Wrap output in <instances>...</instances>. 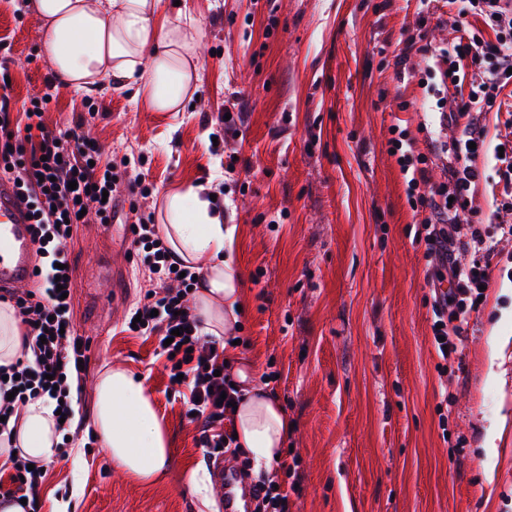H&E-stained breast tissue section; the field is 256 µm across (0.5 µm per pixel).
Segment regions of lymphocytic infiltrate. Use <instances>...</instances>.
I'll list each match as a JSON object with an SVG mask.
<instances>
[{"label":"lymphocytic infiltrate","mask_w":512,"mask_h":512,"mask_svg":"<svg viewBox=\"0 0 512 512\" xmlns=\"http://www.w3.org/2000/svg\"><path fill=\"white\" fill-rule=\"evenodd\" d=\"M447 6L448 19L457 31L455 41L437 46L422 33L397 56L402 68L414 54L431 59L442 85L453 91L451 98L436 103L440 129L452 132L451 140L440 144L441 151L451 156L443 178H431L430 156L413 155L405 129L397 124L389 129V146L405 179L407 201L422 216L416 239L426 259L432 345L444 362L457 352L464 324L480 311L482 287L489 275L487 259L497 254L501 237L512 238V110H505L502 99L504 89L512 85V0H447ZM476 21L481 22L482 32L474 31ZM491 112L504 115V153L493 157L503 191L482 208L474 203L481 178L477 161L490 155L485 121ZM24 114L30 147L1 144L0 172L15 178L33 218L38 250L52 242L64 245L80 222L81 209L94 208L101 223H111L122 205L114 166L99 164L95 147L81 139L76 129L49 128L41 100H32ZM134 225L131 247L143 253L150 272L161 283L138 304L142 323L136 331L157 337V355L170 358L171 375L181 376L187 386L184 402L202 425L204 447L224 449L240 459L243 475H250L249 459L224 427L243 389L224 364L223 343L202 333L201 320L189 305L197 282L186 275L184 263L175 261L150 217L136 215ZM473 247L482 252L483 261L463 262L461 252ZM44 278L41 298L30 293L10 296L26 328L33 359L0 368V389L15 392L13 399L0 404V432L8 429L7 419L16 406L32 399L57 401L62 418L72 416L69 379L84 358L81 339L70 320L72 275L70 269L53 265Z\"/></svg>","instance_id":"lymphocytic-infiltrate-1"}]
</instances>
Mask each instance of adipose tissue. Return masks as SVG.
<instances>
[{"instance_id":"ef3b65f1","label":"adipose tissue","mask_w":512,"mask_h":512,"mask_svg":"<svg viewBox=\"0 0 512 512\" xmlns=\"http://www.w3.org/2000/svg\"><path fill=\"white\" fill-rule=\"evenodd\" d=\"M44 31L43 53L60 80L89 87L103 75L135 85L155 112L183 111L195 91L198 31L181 20L158 23L163 0H32ZM163 231L173 255L202 273L196 313L207 333L237 319L240 281L230 261L235 227L225 223L199 188L166 193ZM53 407L45 400L22 410L15 439H0V460L10 455L42 463L58 442ZM94 429L124 474L136 482L162 478L170 463L165 429L143 382L123 368L107 369L96 387ZM237 441L256 466L282 455L288 417L280 402L257 390L234 415Z\"/></svg>"}]
</instances>
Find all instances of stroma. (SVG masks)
Wrapping results in <instances>:
<instances>
[{"label": "stroma", "instance_id": "obj_1", "mask_svg": "<svg viewBox=\"0 0 512 512\" xmlns=\"http://www.w3.org/2000/svg\"><path fill=\"white\" fill-rule=\"evenodd\" d=\"M28 2L0 0L12 123L53 92L45 123L78 126L123 180L141 177L140 212L159 218L164 194L192 185L235 225L240 343L227 355L245 391L267 388L288 416L284 460L303 477L294 512H512V240L441 374L417 218L388 152L393 124L417 153L439 130L440 83L421 79L424 60L412 56L415 76L396 75L399 45L421 25L416 0H180L169 13L200 32L196 98L181 112L151 111L110 80L89 90L56 80ZM228 97L247 112L234 163L216 143ZM129 242L123 225L92 219L64 247L86 362L78 418L60 433L33 512L59 501L69 512H222L223 487L206 506L185 483L210 468L186 386L171 384L155 337L126 328L150 287ZM105 262L121 268L109 310L92 300ZM116 365L143 378L167 432L168 472L151 485L130 481L94 437L95 385Z\"/></svg>", "mask_w": 512, "mask_h": 512}]
</instances>
